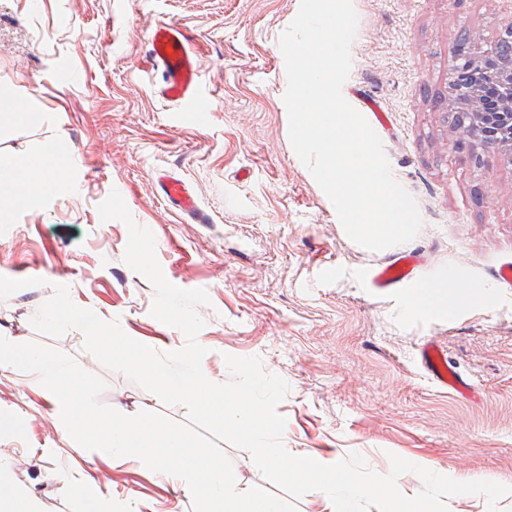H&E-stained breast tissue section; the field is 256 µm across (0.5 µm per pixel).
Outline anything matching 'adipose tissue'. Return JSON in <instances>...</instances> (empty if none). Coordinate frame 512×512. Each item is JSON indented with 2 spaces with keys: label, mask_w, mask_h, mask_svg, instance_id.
<instances>
[{
  "label": "adipose tissue",
  "mask_w": 512,
  "mask_h": 512,
  "mask_svg": "<svg viewBox=\"0 0 512 512\" xmlns=\"http://www.w3.org/2000/svg\"><path fill=\"white\" fill-rule=\"evenodd\" d=\"M66 154L60 143L50 140L26 152L0 148V170L10 169L18 174L15 180H0V220L17 208L33 206L37 198L52 192L56 183L42 161L49 155L60 159Z\"/></svg>",
  "instance_id": "obj_1"
}]
</instances>
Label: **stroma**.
Instances as JSON below:
<instances>
[{"label":"stroma","instance_id":"obj_1","mask_svg":"<svg viewBox=\"0 0 512 512\" xmlns=\"http://www.w3.org/2000/svg\"><path fill=\"white\" fill-rule=\"evenodd\" d=\"M300 0H0V87L43 125L17 123L5 147L61 140L70 154L57 191L0 223V276L42 278L0 301V336L72 357L103 377V403L148 407L189 421L185 407L108 371L76 329L53 337L31 324L53 287L73 303L160 353L185 338L151 316L155 290L123 260L128 232L101 222L118 190L150 229L166 279L206 290L197 340L203 369L233 378L224 357H259L289 391L279 404L283 444L326 464L360 454L385 475L390 455L455 480L509 486L512 512V287L496 282L512 261V163L456 148L450 69L456 41L474 33L490 47L512 22V0H353L358 25L342 93L354 108L375 101L394 179L414 198L418 236L381 251L353 242L289 139L282 34ZM181 23L200 66L199 92L215 99L196 115L159 96L149 56L156 25ZM69 81L57 86L55 72ZM180 177L211 217L197 224L163 202L156 178ZM418 254L426 288H482L483 305L454 318L407 307L403 288H370L365 274L399 254ZM471 386L463 396L430 379L427 344ZM37 375L0 372V451L11 484L40 512H81L74 483L93 478L109 512H192L188 490L94 451H75Z\"/></svg>","mask_w":512,"mask_h":512}]
</instances>
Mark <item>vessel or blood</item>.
<instances>
[{"label": "vessel or blood", "instance_id": "vessel-or-blood-1", "mask_svg": "<svg viewBox=\"0 0 512 512\" xmlns=\"http://www.w3.org/2000/svg\"><path fill=\"white\" fill-rule=\"evenodd\" d=\"M150 57L162 68V83L159 87L162 97L187 103L199 113L212 108L213 99L202 98L197 94L195 51L180 24L171 21L156 27L151 38ZM159 185L164 198L174 208L186 213L195 223H208V216L198 208L191 192L180 179L163 175L159 178ZM415 267L416 258L413 255L394 258L371 272L370 285L379 289L402 286L418 290L420 284L414 277ZM422 364L439 385L453 388L462 395L468 394V385L461 376L449 370L439 348L427 346L422 354Z\"/></svg>", "mask_w": 512, "mask_h": 512}]
</instances>
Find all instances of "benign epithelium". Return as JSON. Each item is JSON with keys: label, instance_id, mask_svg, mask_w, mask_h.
I'll return each mask as SVG.
<instances>
[{"label": "benign epithelium", "instance_id": "benign-epithelium-1", "mask_svg": "<svg viewBox=\"0 0 512 512\" xmlns=\"http://www.w3.org/2000/svg\"><path fill=\"white\" fill-rule=\"evenodd\" d=\"M463 68L479 66L485 75L493 78L505 90L498 106L489 109L477 106L481 92L474 86L453 85L454 103L469 102L475 110L461 113L456 124L458 144L477 142L485 150H495L512 160V57H501L492 49H485L479 39L469 37V53L454 58Z\"/></svg>", "mask_w": 512, "mask_h": 512}]
</instances>
